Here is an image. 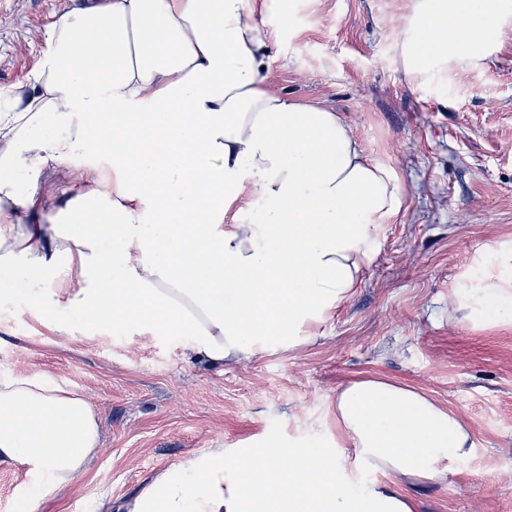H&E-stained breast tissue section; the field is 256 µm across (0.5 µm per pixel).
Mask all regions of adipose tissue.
Masks as SVG:
<instances>
[{"label":"adipose tissue","mask_w":512,"mask_h":512,"mask_svg":"<svg viewBox=\"0 0 512 512\" xmlns=\"http://www.w3.org/2000/svg\"><path fill=\"white\" fill-rule=\"evenodd\" d=\"M287 0H69L28 84L0 95V273L30 309H68L85 333L176 338L191 360L294 355L360 285L396 171L339 112L272 86ZM512 0H414L398 60L421 86L481 67ZM86 166L41 192L74 155ZM470 319L512 324V244L490 251ZM318 440L262 434L168 466L117 512H417L407 486L442 484L472 452L469 426L424 392L369 377L336 392ZM87 398L0 376V464L48 495L99 454ZM376 472L378 482H361Z\"/></svg>","instance_id":"adipose-tissue-1"}]
</instances>
